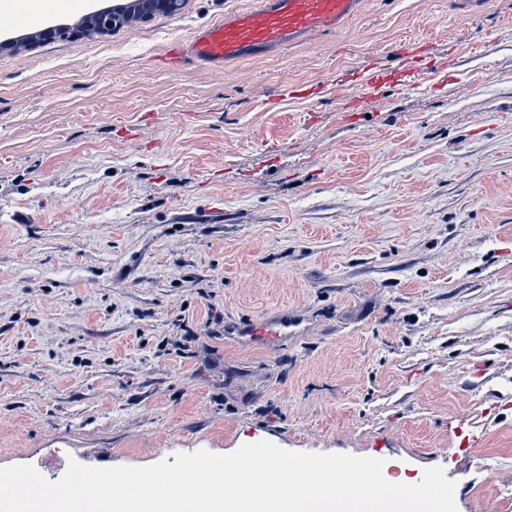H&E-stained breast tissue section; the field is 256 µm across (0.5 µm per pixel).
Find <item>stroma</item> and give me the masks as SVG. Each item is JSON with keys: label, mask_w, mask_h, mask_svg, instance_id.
<instances>
[{"label": "stroma", "mask_w": 512, "mask_h": 512, "mask_svg": "<svg viewBox=\"0 0 512 512\" xmlns=\"http://www.w3.org/2000/svg\"><path fill=\"white\" fill-rule=\"evenodd\" d=\"M251 2L0 24V466L267 440L512 512V0H363L229 78L169 67ZM282 309L273 347L224 334Z\"/></svg>", "instance_id": "obj_1"}]
</instances>
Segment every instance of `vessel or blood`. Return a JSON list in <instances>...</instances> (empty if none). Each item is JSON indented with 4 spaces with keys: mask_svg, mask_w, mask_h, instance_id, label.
I'll return each mask as SVG.
<instances>
[{
    "mask_svg": "<svg viewBox=\"0 0 512 512\" xmlns=\"http://www.w3.org/2000/svg\"><path fill=\"white\" fill-rule=\"evenodd\" d=\"M360 0H255L246 10L225 13L182 47L181 53L226 75L236 59L272 58L285 45L303 40L316 29H335L354 16ZM299 316L284 312L271 319L238 324L228 333L249 341L273 344L301 325Z\"/></svg>",
    "mask_w": 512,
    "mask_h": 512,
    "instance_id": "b4317fda",
    "label": "vessel or blood"
}]
</instances>
